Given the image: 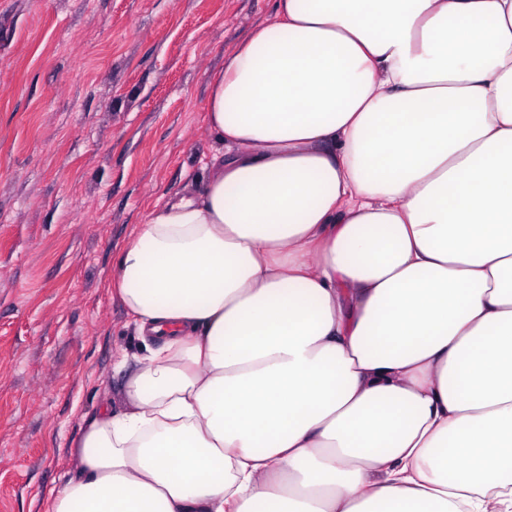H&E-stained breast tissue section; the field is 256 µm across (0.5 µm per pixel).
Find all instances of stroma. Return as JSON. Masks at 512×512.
Returning <instances> with one entry per match:
<instances>
[{
  "mask_svg": "<svg viewBox=\"0 0 512 512\" xmlns=\"http://www.w3.org/2000/svg\"><path fill=\"white\" fill-rule=\"evenodd\" d=\"M273 0H0V512H49L141 341L112 266L218 144L209 80Z\"/></svg>",
  "mask_w": 512,
  "mask_h": 512,
  "instance_id": "35a3bbf8",
  "label": "stroma"
}]
</instances>
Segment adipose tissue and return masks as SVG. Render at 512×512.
Listing matches in <instances>:
<instances>
[{
    "label": "adipose tissue",
    "mask_w": 512,
    "mask_h": 512,
    "mask_svg": "<svg viewBox=\"0 0 512 512\" xmlns=\"http://www.w3.org/2000/svg\"><path fill=\"white\" fill-rule=\"evenodd\" d=\"M511 92L512 0H275L51 512H512Z\"/></svg>",
    "instance_id": "adipose-tissue-1"
}]
</instances>
